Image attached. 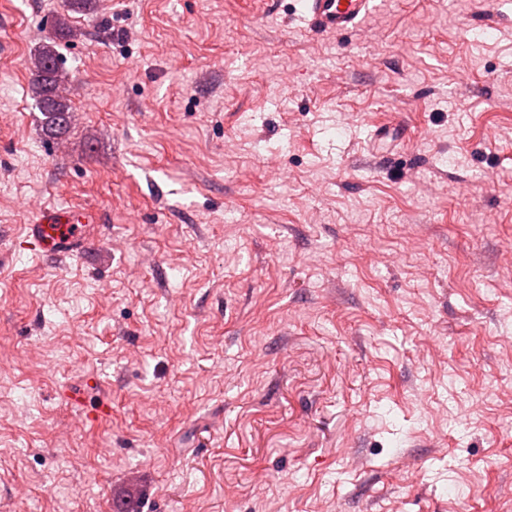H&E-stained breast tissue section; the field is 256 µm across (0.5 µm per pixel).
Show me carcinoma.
Here are the masks:
<instances>
[{"label":"carcinoma","instance_id":"carcinoma-1","mask_svg":"<svg viewBox=\"0 0 512 512\" xmlns=\"http://www.w3.org/2000/svg\"><path fill=\"white\" fill-rule=\"evenodd\" d=\"M61 14L56 21L53 33L38 52L33 70V88L37 106L44 117L47 134L58 137L71 129L73 110L69 100L61 95L63 81L59 71V59L55 46L58 41L74 36L71 15L94 14V0H60Z\"/></svg>","mask_w":512,"mask_h":512}]
</instances>
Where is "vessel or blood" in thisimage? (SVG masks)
Wrapping results in <instances>:
<instances>
[{
  "mask_svg": "<svg viewBox=\"0 0 512 512\" xmlns=\"http://www.w3.org/2000/svg\"><path fill=\"white\" fill-rule=\"evenodd\" d=\"M375 8V0H300L299 18L313 30L337 35L351 32ZM88 221L76 209L46 208L27 225L26 237L40 257L77 256L87 245Z\"/></svg>",
  "mask_w": 512,
  "mask_h": 512,
  "instance_id": "b4317fda",
  "label": "vessel or blood"
}]
</instances>
